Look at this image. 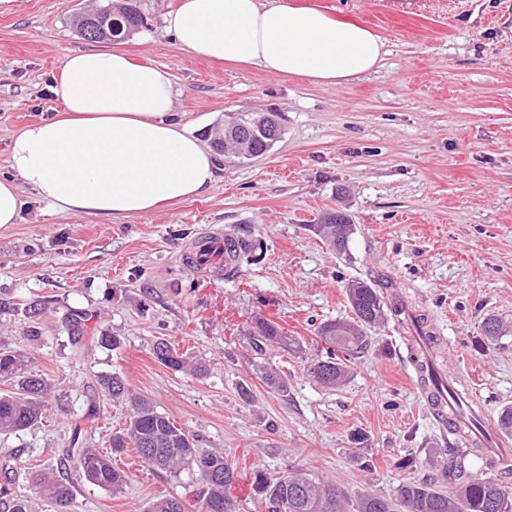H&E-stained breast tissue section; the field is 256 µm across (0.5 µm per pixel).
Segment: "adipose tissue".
<instances>
[{"label":"adipose tissue","mask_w":512,"mask_h":512,"mask_svg":"<svg viewBox=\"0 0 512 512\" xmlns=\"http://www.w3.org/2000/svg\"><path fill=\"white\" fill-rule=\"evenodd\" d=\"M165 24L197 58L316 85L370 74L386 54L368 28L292 0H181ZM52 92L62 114L26 126L11 142L0 226L18 223L23 185L57 213L113 219L213 189L216 155L171 121L172 86L158 68L118 48L78 52L66 58Z\"/></svg>","instance_id":"adipose-tissue-1"}]
</instances>
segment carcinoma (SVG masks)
I'll return each instance as SVG.
<instances>
[{
	"instance_id": "cac0c4a2",
	"label": "carcinoma",
	"mask_w": 512,
	"mask_h": 512,
	"mask_svg": "<svg viewBox=\"0 0 512 512\" xmlns=\"http://www.w3.org/2000/svg\"><path fill=\"white\" fill-rule=\"evenodd\" d=\"M144 25L140 10L133 9L114 19L108 11L101 10L95 21L81 18L78 29L90 41L123 38ZM258 112H237L224 124V140L216 142L220 149L231 147L239 158L250 160L267 153L283 135L282 125L275 113L262 116L267 127L257 129V137L247 141L239 131L253 125ZM313 231L326 239L337 254H349V243L356 232V224L343 212L327 217L324 224L313 225ZM254 245L241 240V249L235 255L234 268L255 261ZM393 287L387 276L381 281L353 280L345 293L355 314L351 320L336 319L323 322L317 335L329 345L325 358L308 367V372L320 384L337 388L344 385L351 373L350 362L365 353L370 346L369 331L386 322L388 315H407L408 305L402 294L391 293L392 303H387L381 288ZM413 330L429 343L437 342L428 329L423 314L410 316ZM502 321L489 316L482 323V334L492 345L500 338ZM251 349L259 359L257 369L262 382L273 392L288 395V383L272 365L266 362L269 348L299 352V343L288 336L275 321L257 317L248 330ZM155 359L163 366L182 371L191 369L197 375L207 372L205 365L193 363L171 343L161 340L153 346ZM26 356L12 351L0 352V380L9 381L14 391L0 396V431H23L40 422L44 411V395L50 384L35 374H25ZM102 390L112 399L125 400L132 413L122 429L112 435V452L97 448H81L70 461L81 479L100 488L119 492L127 483L126 473L112 464V455L126 448L132 449L141 462L161 472L190 470L202 485L197 500V512H236L234 501L228 494L236 478L233 464L220 449L203 450L195 447L188 433L177 427L170 418L158 412L147 400L136 396L126 380L116 374L101 377ZM448 464L443 478L448 480V490L442 491L428 481L408 482L398 486L395 495L387 497L374 492L361 495L355 503L347 501L344 493L330 481H319L303 470H297L276 479L258 470L254 474V486L264 496L267 512H512V489L496 477H474L468 471L467 453L458 448H448ZM39 493L51 500L60 512L72 501V479L51 477L46 473L32 474ZM0 512H30L27 499L12 495L8 483L0 485ZM145 512H188L185 500L177 496L160 497L149 503Z\"/></svg>"
}]
</instances>
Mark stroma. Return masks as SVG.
<instances>
[{
	"instance_id": "stroma-1",
	"label": "stroma",
	"mask_w": 512,
	"mask_h": 512,
	"mask_svg": "<svg viewBox=\"0 0 512 512\" xmlns=\"http://www.w3.org/2000/svg\"><path fill=\"white\" fill-rule=\"evenodd\" d=\"M178 2L138 0L144 25L118 43L168 75L175 120L207 142L229 113L277 112L284 133L251 161L219 157L202 196L117 222L56 213L20 186V220L0 227V348L26 354L51 391L41 422L0 436L14 494L31 512H52L30 470L59 469L75 437L109 450L128 416L100 390L99 376L112 373L199 448L223 449L237 512H266L253 486L259 469L272 478L307 470L352 501L440 472L448 427L414 386L396 321L372 330L342 387L322 386L305 365L326 351L318 326L352 317L347 283L383 272L428 314L446 344L440 369L488 422L512 405V0H303L385 42L376 72L336 86L192 56L165 29ZM106 3L0 0V177L12 137L61 112L51 83L67 56L95 47L77 31L78 12ZM336 211L357 226L346 257L312 230ZM216 230L252 239L254 263L236 273L220 262L187 267L192 243ZM36 301L46 304L38 315ZM75 312L89 316L78 336L66 326ZM256 315L305 350L267 353L287 396L260 379L247 336ZM491 315L509 326L495 346L481 331ZM161 338L207 375L161 365L152 354ZM112 461L127 485L115 493L77 482L67 512H144L166 494L197 500L189 472L150 470L131 451Z\"/></svg>"
}]
</instances>
